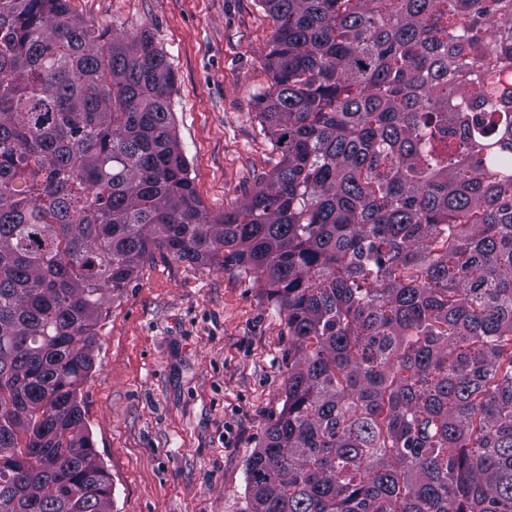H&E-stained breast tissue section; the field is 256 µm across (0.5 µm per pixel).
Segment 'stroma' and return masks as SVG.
<instances>
[{"label": "stroma", "instance_id": "1", "mask_svg": "<svg viewBox=\"0 0 512 512\" xmlns=\"http://www.w3.org/2000/svg\"><path fill=\"white\" fill-rule=\"evenodd\" d=\"M106 33L149 30L207 213L237 208L275 159L258 116L274 26L259 0H69ZM80 405L112 512H242L246 467L280 412L283 313L233 271L154 253L108 305Z\"/></svg>", "mask_w": 512, "mask_h": 512}]
</instances>
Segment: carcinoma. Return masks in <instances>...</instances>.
Wrapping results in <instances>:
<instances>
[{"instance_id":"cac0c4a2","label":"carcinoma","mask_w":512,"mask_h":512,"mask_svg":"<svg viewBox=\"0 0 512 512\" xmlns=\"http://www.w3.org/2000/svg\"><path fill=\"white\" fill-rule=\"evenodd\" d=\"M276 154L209 216L153 37L0 0V512H111L79 393L168 253L284 313L243 512H512V0H260Z\"/></svg>"}]
</instances>
